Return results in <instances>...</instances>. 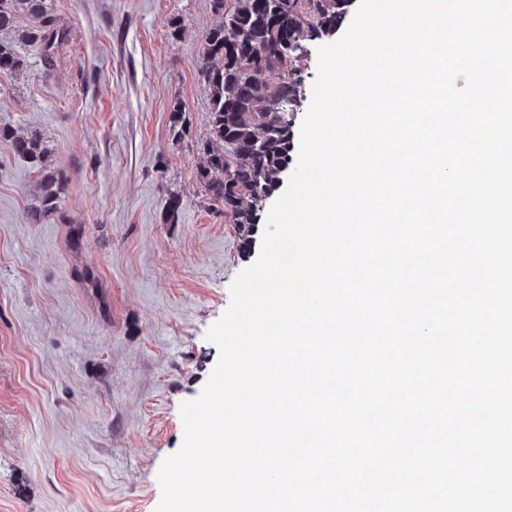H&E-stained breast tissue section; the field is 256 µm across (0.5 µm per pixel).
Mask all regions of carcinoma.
I'll return each instance as SVG.
<instances>
[{
	"label": "carcinoma",
	"instance_id": "cac0c4a2",
	"mask_svg": "<svg viewBox=\"0 0 512 512\" xmlns=\"http://www.w3.org/2000/svg\"><path fill=\"white\" fill-rule=\"evenodd\" d=\"M216 16L203 39L201 76L210 93V136L200 145L206 164L198 179L206 194L224 207L235 224L244 250L252 245L262 196L280 183L290 161L294 123L278 110L277 98L294 93L297 64L281 56L287 43L307 44L336 29L347 0H211ZM29 20L18 40L52 60L54 46L67 31L55 24L50 0H0V29ZM27 68L26 56L0 42V77ZM15 154L43 169L45 149L39 139L0 129ZM62 178L41 177L37 205L29 213L34 223L52 216Z\"/></svg>",
	"mask_w": 512,
	"mask_h": 512
}]
</instances>
